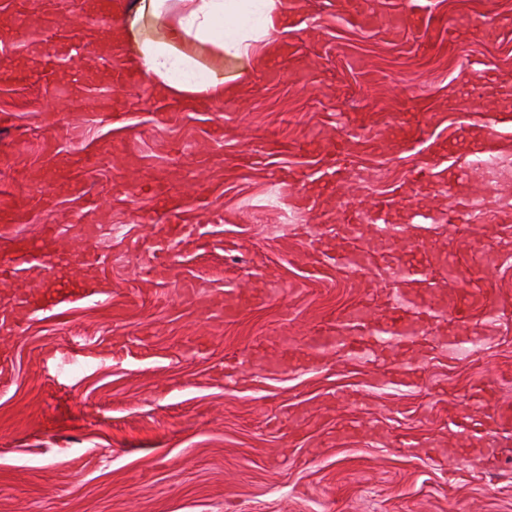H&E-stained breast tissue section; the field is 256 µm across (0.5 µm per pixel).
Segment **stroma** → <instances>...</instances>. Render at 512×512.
Segmentation results:
<instances>
[{"label": "stroma", "instance_id": "35a3bbf8", "mask_svg": "<svg viewBox=\"0 0 512 512\" xmlns=\"http://www.w3.org/2000/svg\"><path fill=\"white\" fill-rule=\"evenodd\" d=\"M429 5L407 28L398 0L367 13L301 0L278 71L235 100L184 103L91 58L110 94H72L49 61L86 40L84 0H0V253L53 225L63 257L0 279V512H512V428L495 424L512 405V322L476 311L477 344L452 352L437 342L460 333L445 319L376 353L301 365L289 350L349 308L402 303L384 267L404 242L369 224L351 240L336 221L378 199L394 224L439 213L423 248L437 294L512 300V223L441 218L483 188L465 146L476 108L512 113V0ZM486 14L495 25L474 30ZM339 140L353 153L343 198L309 177ZM440 143L465 177L415 188ZM289 183L312 211L290 204ZM171 211L190 241L159 223ZM91 224L112 231L91 238ZM477 242L481 268L449 277ZM348 247L370 255L365 276L330 266ZM78 284L99 301L26 305ZM232 288L262 299L225 314ZM409 362L417 379L397 383ZM470 409L475 432L450 424Z\"/></svg>", "mask_w": 512, "mask_h": 512}]
</instances>
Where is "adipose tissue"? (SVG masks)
Returning <instances> with one entry per match:
<instances>
[{
    "label": "adipose tissue",
    "instance_id": "1",
    "mask_svg": "<svg viewBox=\"0 0 512 512\" xmlns=\"http://www.w3.org/2000/svg\"><path fill=\"white\" fill-rule=\"evenodd\" d=\"M288 0H113L105 47L160 95L182 101L238 98L280 52L274 34Z\"/></svg>",
    "mask_w": 512,
    "mask_h": 512
}]
</instances>
